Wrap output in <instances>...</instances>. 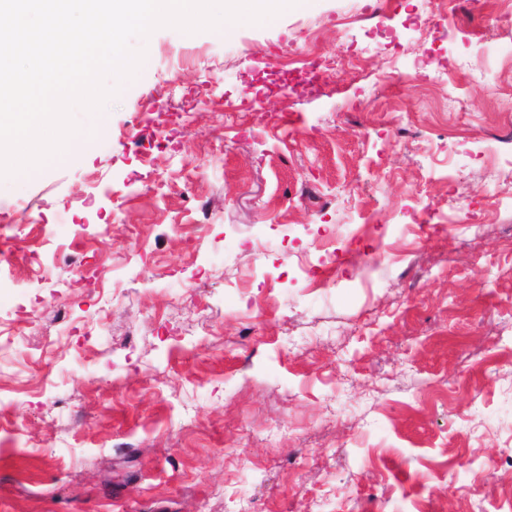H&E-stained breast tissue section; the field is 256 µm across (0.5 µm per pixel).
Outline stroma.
<instances>
[{"instance_id":"obj_1","label":"stroma","mask_w":512,"mask_h":512,"mask_svg":"<svg viewBox=\"0 0 512 512\" xmlns=\"http://www.w3.org/2000/svg\"><path fill=\"white\" fill-rule=\"evenodd\" d=\"M511 33L505 0H306L133 40L89 137L0 182V512H512ZM309 46L325 95L242 108ZM368 214L403 227L337 241L370 285L301 288Z\"/></svg>"}]
</instances>
